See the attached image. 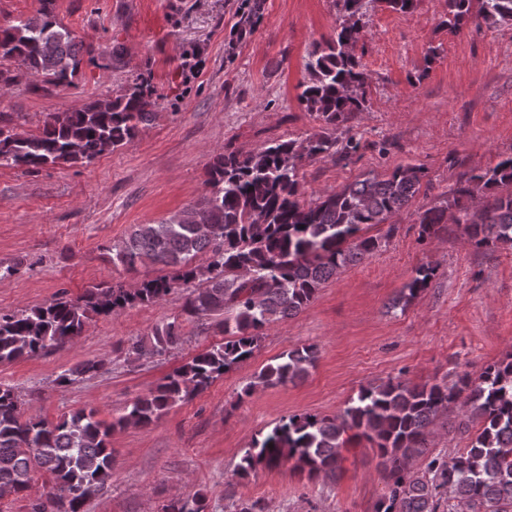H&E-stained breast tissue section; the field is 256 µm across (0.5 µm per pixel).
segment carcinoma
Listing matches in <instances>:
<instances>
[{"label":"carcinoma","mask_w":512,"mask_h":512,"mask_svg":"<svg viewBox=\"0 0 512 512\" xmlns=\"http://www.w3.org/2000/svg\"><path fill=\"white\" fill-rule=\"evenodd\" d=\"M53 0H39L38 15L0 29V60H14L40 83L70 84L81 53L96 62L59 24ZM373 0H336L340 16L329 39L317 44L305 63L307 80L299 101L323 125L301 141L289 140L250 153L213 157L207 168L210 195L198 206L158 224H138L127 239L106 247L112 262L128 269L146 260L165 273L131 290L121 284L94 285L81 300L63 296L43 306L0 314V364L35 355L82 334L90 313L111 314L135 303L161 300L175 288H191L183 306L186 319L224 315V343L193 356L155 388L138 397L110 425L80 409L57 422L25 416L19 397L0 385V499L26 491L32 473L52 478L46 499L31 512H84L89 492L112 478V430L145 427L171 408L206 390L250 357L274 323L300 313L341 269L382 247L365 230L390 219L419 193L424 168L402 164L382 179L355 181L304 203L300 200L302 161L347 156L359 149L336 132L366 108L368 77L353 53L361 39V19ZM487 27L512 25V0H448L443 24L457 33L471 16ZM261 17V0H242L235 31L243 36ZM153 90L142 81L126 84L111 98L80 109L54 112L37 134L0 126V165L35 171L47 165L90 162L129 144L153 117ZM452 197L419 215L421 235L437 236L448 221L463 226L476 247L512 249V155L479 173H465ZM206 256V263L195 259ZM435 269L422 266L401 291L409 304L428 286ZM178 321L154 326L150 335L129 343L135 356L165 355L181 346ZM316 360L312 347L291 350L263 368L258 383L277 386L301 378ZM88 361L64 371L67 385L97 372ZM461 403L465 416L480 425L459 455L431 456L421 471L409 461L426 452L437 418ZM356 430L379 457L387 492L373 512H512V353L448 384L409 385L392 379L360 389L339 416L293 415L262 439L254 440L238 465L245 479L259 466L292 460L315 477L332 476L343 435ZM163 512H205L196 493L164 505Z\"/></svg>","instance_id":"obj_1"}]
</instances>
